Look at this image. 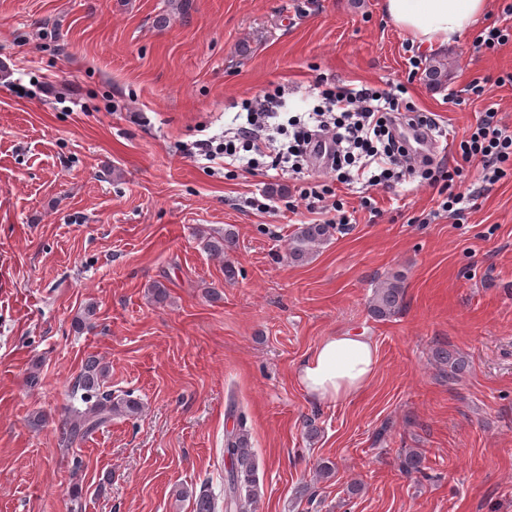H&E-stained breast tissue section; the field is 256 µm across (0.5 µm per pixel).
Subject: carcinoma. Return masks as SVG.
I'll return each instance as SVG.
<instances>
[{
	"label": "carcinoma",
	"mask_w": 512,
	"mask_h": 512,
	"mask_svg": "<svg viewBox=\"0 0 512 512\" xmlns=\"http://www.w3.org/2000/svg\"><path fill=\"white\" fill-rule=\"evenodd\" d=\"M330 226L327 224H304L298 228L289 244V254L297 261L305 259L312 248L328 238ZM229 245L226 235H209L203 238V247L214 256L224 255V247ZM404 287L400 279L394 277L375 289L370 300V312L379 319L396 314L403 305ZM436 360L448 366V378L456 379L466 369V359L456 352L442 347L434 349ZM107 366L96 355L88 356L72 386V394H80L84 409H73L65 420V441L72 443L93 434L112 422L114 416L133 417L141 411V403L130 395L114 397L104 390ZM224 455L230 460V467L224 471V498H217L208 488L201 487L199 493L192 494L193 512H228L219 501H232L234 512H255L258 502V479L254 452L251 448L244 420L226 432ZM422 453L412 449L401 458L400 467L407 474L421 472Z\"/></svg>",
	"instance_id": "obj_1"
}]
</instances>
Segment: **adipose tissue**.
Here are the masks:
<instances>
[{
    "instance_id": "obj_1",
    "label": "adipose tissue",
    "mask_w": 512,
    "mask_h": 512,
    "mask_svg": "<svg viewBox=\"0 0 512 512\" xmlns=\"http://www.w3.org/2000/svg\"><path fill=\"white\" fill-rule=\"evenodd\" d=\"M488 5L489 0H384L393 24L430 53L447 49L470 32ZM377 367V350L369 337L339 333L321 339L297 377L312 399L339 403L358 394Z\"/></svg>"
}]
</instances>
